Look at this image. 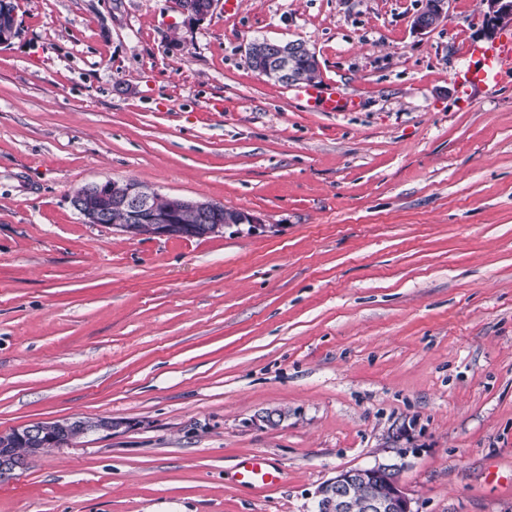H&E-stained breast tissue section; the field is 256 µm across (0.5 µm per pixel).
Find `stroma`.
Segmentation results:
<instances>
[{"instance_id":"1","label":"stroma","mask_w":512,"mask_h":512,"mask_svg":"<svg viewBox=\"0 0 512 512\" xmlns=\"http://www.w3.org/2000/svg\"><path fill=\"white\" fill-rule=\"evenodd\" d=\"M0 46V432L109 418L0 512H313L401 463L415 512H512V76L463 94L483 0H16ZM303 40L355 112L295 103L248 43ZM134 180L257 218L206 239L83 223ZM282 411L278 425L263 422ZM285 471L240 484L244 458ZM436 12L433 14H423L422 12L415 15L413 19V29L418 33H425L434 30L445 18L447 13L448 1L438 0Z\"/></svg>"}]
</instances>
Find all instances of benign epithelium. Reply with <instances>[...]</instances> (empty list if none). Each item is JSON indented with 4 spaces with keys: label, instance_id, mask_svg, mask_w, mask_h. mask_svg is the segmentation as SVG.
I'll return each mask as SVG.
<instances>
[{
    "label": "benign epithelium",
    "instance_id": "1",
    "mask_svg": "<svg viewBox=\"0 0 512 512\" xmlns=\"http://www.w3.org/2000/svg\"><path fill=\"white\" fill-rule=\"evenodd\" d=\"M218 0H182L179 9L182 14L193 19H203L216 7ZM487 5L489 30L495 31L512 25V0H483ZM448 0H439L436 12L433 14L418 13L413 19V29L418 33L434 30L445 18ZM257 71L264 73L275 70L289 76L292 70L289 65L287 52L279 50L274 56L262 52L257 57ZM112 196V208L119 209L124 214L121 224L112 228L130 239L141 236L139 220L145 213L153 214L154 224L150 225L151 235L167 238H196V233L202 232L209 237L219 233L226 227L249 225V231L254 232L262 225L252 215L240 211L232 216H224V223H211L215 202L211 200H186L170 197L176 207L193 212L198 223L178 224L176 213H158L152 204L151 196L143 193L136 183L127 181L105 180L91 183L71 197L73 208L88 224H104L108 211L101 208L99 201ZM27 438L35 445L50 444L55 448L63 447L72 442L70 438L47 434L43 423L32 422L7 432H0V482L9 480L15 470L24 468L31 456L12 447L10 438ZM401 467L377 461L370 466L350 467L336 472V476L323 483L315 493V512H348L351 490L356 485L363 486L366 493L361 499V512H415L412 501L400 480Z\"/></svg>",
    "mask_w": 512,
    "mask_h": 512
}]
</instances>
